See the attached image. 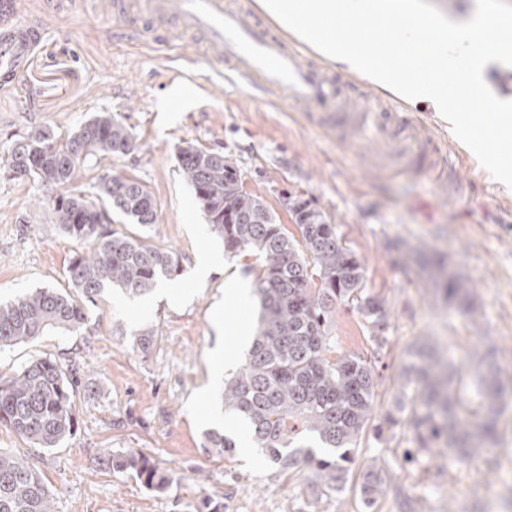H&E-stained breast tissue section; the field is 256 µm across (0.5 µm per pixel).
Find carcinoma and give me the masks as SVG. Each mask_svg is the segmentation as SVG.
<instances>
[{"mask_svg": "<svg viewBox=\"0 0 512 512\" xmlns=\"http://www.w3.org/2000/svg\"><path fill=\"white\" fill-rule=\"evenodd\" d=\"M134 149L131 132L107 112L61 143L44 128L14 143L7 161L12 177L56 189V223L87 250L68 260L71 290L40 288L0 303V352L50 331L81 329L84 303L96 302L108 287L142 296L159 279L179 272L177 253L112 228L114 215L143 228L156 222V199L143 182L120 173L102 176L94 200L73 186L78 159L87 151L121 157ZM178 162L210 229L224 239V250L254 251L260 259L259 331L239 369L224 380V408L246 425L251 442L272 466L307 468L316 492H341L365 426L373 421L377 382L374 366L362 356L336 353L332 316L340 305L352 307L382 344L389 313L365 288L364 266L337 225L309 202L293 200L292 233L260 197L235 187L236 166L223 153L189 145L180 149ZM226 212L234 223H224ZM441 289L460 312L469 311L473 289L463 274H447ZM474 359L484 416L459 413L463 371L416 342L405 353L394 402L374 426L375 435L406 423L417 454L490 462L512 373L493 367L478 349ZM74 390L75 381L50 357L34 358L8 377L0 374V426L30 448H56L77 427ZM206 438L218 452L235 453L232 437L209 431ZM311 438L322 453L308 444ZM105 462L153 492L165 493L175 481L174 471L140 450L110 454ZM388 479L385 464L374 459L366 465L360 485L364 501L371 504L384 493ZM52 503L32 459L0 451V512H54Z\"/></svg>", "mask_w": 512, "mask_h": 512, "instance_id": "cac0c4a2", "label": "carcinoma"}]
</instances>
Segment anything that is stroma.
<instances>
[{"mask_svg":"<svg viewBox=\"0 0 512 512\" xmlns=\"http://www.w3.org/2000/svg\"><path fill=\"white\" fill-rule=\"evenodd\" d=\"M45 23L16 87L0 90V300L67 288L68 259L80 248L55 222L52 190L10 176L13 143L40 128L66 139L100 112L121 120L136 148L120 158L88 155L75 185L92 200L102 175L140 179L158 202L156 222L144 234L180 260L168 282L173 299L153 302L150 311L141 299L107 290L86 305L80 332H51L0 353V374L47 356L80 381L75 433L37 454L56 512H195L206 496L222 500L224 512H512V455L497 453L490 470L441 457L410 462L405 426L379 437L365 429L338 493H316L309 470L272 468L240 425L224 426L238 443L234 456L206 447L224 381L257 324L256 306L239 313L225 301L224 285L237 276L255 280L259 261L249 252L228 255L204 282L193 283L200 250L223 242L210 230L177 153L188 145L223 152L278 223L291 222L283 207L291 196L339 224L365 268L367 289L389 313L381 345L353 308L337 307L334 315L340 351L375 368L380 414L396 392L407 346L418 341L438 344L462 365L475 346H494L497 365L512 373V188L494 182L435 112L337 72L312 49L304 51L307 62L341 87L350 118L329 104H295L281 91L241 85L234 70L209 65L188 38L118 40V22L100 15L96 0H76ZM366 112L384 114L390 129L412 122L437 150L417 156L400 140L362 131ZM437 255L469 277L474 313H458L436 292L425 263ZM146 329L154 340L143 351L134 338ZM130 449L177 470L166 493L102 461L103 452ZM374 457L390 463V481L369 505L359 482Z\"/></svg>","mask_w":512,"mask_h":512,"instance_id":"35a3bbf8","label":"stroma"}]
</instances>
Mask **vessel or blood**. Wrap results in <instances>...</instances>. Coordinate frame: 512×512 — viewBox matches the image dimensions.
I'll return each instance as SVG.
<instances>
[{
	"label": "vessel or blood",
	"mask_w": 512,
	"mask_h": 512,
	"mask_svg": "<svg viewBox=\"0 0 512 512\" xmlns=\"http://www.w3.org/2000/svg\"><path fill=\"white\" fill-rule=\"evenodd\" d=\"M18 0H0V88L14 87L34 45L44 34L42 23L18 21ZM100 14L133 24L136 36L153 32L164 19L182 32L201 37L216 64H231L243 79L258 76L299 103L336 102L341 91L334 81L307 65L298 49L286 47L224 0H101Z\"/></svg>",
	"instance_id": "obj_1"
}]
</instances>
